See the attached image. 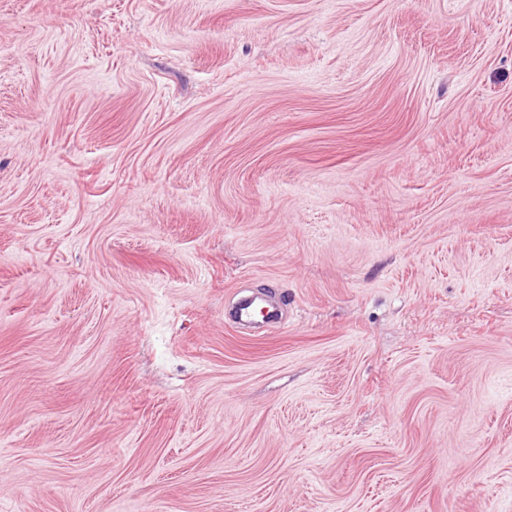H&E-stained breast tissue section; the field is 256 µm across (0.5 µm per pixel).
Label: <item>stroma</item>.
Here are the masks:
<instances>
[{"mask_svg": "<svg viewBox=\"0 0 512 512\" xmlns=\"http://www.w3.org/2000/svg\"><path fill=\"white\" fill-rule=\"evenodd\" d=\"M0 512H512V0H0Z\"/></svg>", "mask_w": 512, "mask_h": 512, "instance_id": "35a3bbf8", "label": "stroma"}]
</instances>
